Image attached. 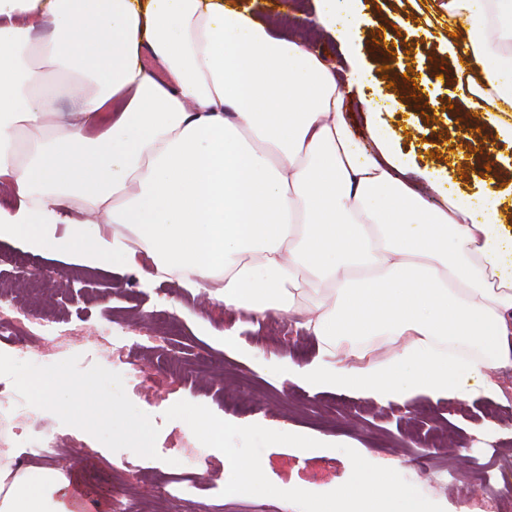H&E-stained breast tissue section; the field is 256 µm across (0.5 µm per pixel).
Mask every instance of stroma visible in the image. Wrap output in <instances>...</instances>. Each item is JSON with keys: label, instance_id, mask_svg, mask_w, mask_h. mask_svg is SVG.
<instances>
[{"label": "stroma", "instance_id": "1", "mask_svg": "<svg viewBox=\"0 0 512 512\" xmlns=\"http://www.w3.org/2000/svg\"><path fill=\"white\" fill-rule=\"evenodd\" d=\"M251 8L264 21L305 39L329 63L341 64L335 40L314 27V0H228ZM441 0H362L372 25L361 43L365 81L380 101L381 131L395 137L397 150L412 166L436 169L450 190L471 195L494 172L498 189L512 194V139L502 137L488 112L468 99L448 53L455 32ZM414 67V98L400 99V66ZM475 133L464 139L463 126ZM36 265L68 276L73 287L60 295L54 282L40 287L18 279L19 268ZM152 258L139 252L134 264H117L103 274L66 265L27 250L19 240H0V288L20 302L63 321L107 325L129 334L126 371L111 369L106 355L84 344L57 345L46 366L17 357V343L0 340V388L18 391L41 419L64 438L49 456L13 449L15 462L56 464L67 458L96 512H298L293 504L269 496L223 495L230 464L220 451L188 435L165 411L186 400L211 409L239 426L263 427L316 436L322 446L303 451L285 445L266 448L262 469L278 488L325 493L352 472L343 446L365 448L381 465L398 471L445 512H488V501L512 499V470L488 485L493 466L488 447L512 452V362L499 368L500 399L482 396H417L408 407L380 406L343 390H312L271 375L270 366L302 363L316 353L313 339L293 320L279 317L254 325L217 301H201L177 280L148 282L140 273ZM234 331L249 357L226 353L217 336ZM54 402L42 404L46 384ZM141 427V451L118 431ZM207 477H200V469ZM122 487L121 508L112 503ZM167 487H187L185 498L164 497Z\"/></svg>", "mask_w": 512, "mask_h": 512}]
</instances>
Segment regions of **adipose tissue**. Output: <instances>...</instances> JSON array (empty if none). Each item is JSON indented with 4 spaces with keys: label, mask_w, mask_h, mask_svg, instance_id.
<instances>
[{
    "label": "adipose tissue",
    "mask_w": 512,
    "mask_h": 512,
    "mask_svg": "<svg viewBox=\"0 0 512 512\" xmlns=\"http://www.w3.org/2000/svg\"><path fill=\"white\" fill-rule=\"evenodd\" d=\"M457 74L512 137V0H446ZM344 84L302 39L224 0H0V239L90 269L155 257L154 278L260 323L296 318L314 390L380 405L496 397L512 361V233L488 179L437 205L391 138L344 114L369 19L317 0ZM68 102L67 117L59 105ZM111 225V233L101 225ZM59 466L0 452V512H69Z\"/></svg>",
    "instance_id": "ef3b65f1"
}]
</instances>
